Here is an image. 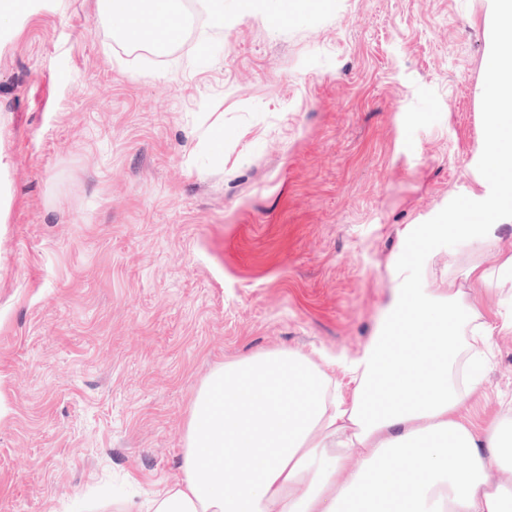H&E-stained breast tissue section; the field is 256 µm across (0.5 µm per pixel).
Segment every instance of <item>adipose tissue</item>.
Masks as SVG:
<instances>
[{
    "label": "adipose tissue",
    "instance_id": "ef3b65f1",
    "mask_svg": "<svg viewBox=\"0 0 512 512\" xmlns=\"http://www.w3.org/2000/svg\"><path fill=\"white\" fill-rule=\"evenodd\" d=\"M140 12L178 39L176 0H111L104 18L139 48ZM484 24L481 192L453 224L407 239L361 354L339 363L275 349L215 368L190 409L181 475L145 512H512V415L480 434L461 415L495 330L475 291L512 300V254L493 270L470 264L463 287L412 271L442 233L475 253L512 223V56L498 50L512 40V0H486Z\"/></svg>",
    "mask_w": 512,
    "mask_h": 512
}]
</instances>
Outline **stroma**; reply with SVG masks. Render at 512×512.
Returning <instances> with one entry per match:
<instances>
[{"mask_svg": "<svg viewBox=\"0 0 512 512\" xmlns=\"http://www.w3.org/2000/svg\"><path fill=\"white\" fill-rule=\"evenodd\" d=\"M135 54L97 0L0 31V512H138L217 365L377 328L406 235L478 189L484 0H330ZM222 127L223 155L208 136ZM448 238L424 275L495 268ZM462 415L512 401L495 332Z\"/></svg>", "mask_w": 512, "mask_h": 512, "instance_id": "obj_1", "label": "stroma"}]
</instances>
